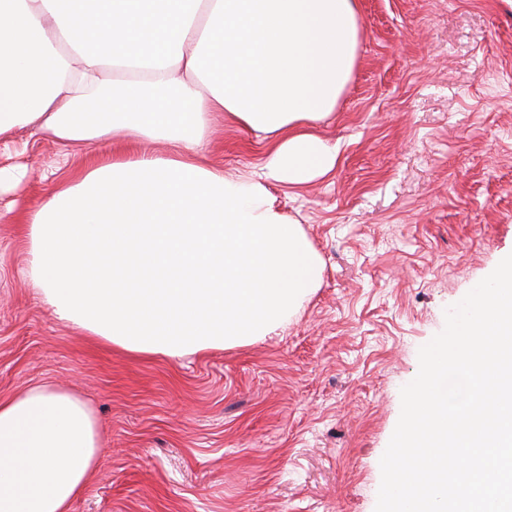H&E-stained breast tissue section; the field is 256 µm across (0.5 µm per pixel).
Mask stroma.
Segmentation results:
<instances>
[{"label": "stroma", "mask_w": 512, "mask_h": 512, "mask_svg": "<svg viewBox=\"0 0 512 512\" xmlns=\"http://www.w3.org/2000/svg\"><path fill=\"white\" fill-rule=\"evenodd\" d=\"M352 76L316 133L335 169L267 181L323 275L268 335L171 358L134 356L61 322L27 275L28 214L131 139L23 130L0 167V398L49 382L101 425L96 475L71 512H375L380 459L418 351L512 254V0H356ZM275 140L213 116L201 165L261 176Z\"/></svg>", "instance_id": "1"}]
</instances>
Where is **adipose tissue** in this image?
Here are the masks:
<instances>
[{
	"mask_svg": "<svg viewBox=\"0 0 512 512\" xmlns=\"http://www.w3.org/2000/svg\"><path fill=\"white\" fill-rule=\"evenodd\" d=\"M358 40L355 0H0V141L37 127L173 148L103 162L31 214L29 273L57 317L140 355L267 335L322 268L265 182L335 167L312 124L335 109ZM112 67L151 78L108 87ZM217 112L277 134L264 181L195 162ZM100 454L78 396L41 383L0 399V512H70Z\"/></svg>",
	"mask_w": 512,
	"mask_h": 512,
	"instance_id": "obj_1",
	"label": "adipose tissue"
}]
</instances>
